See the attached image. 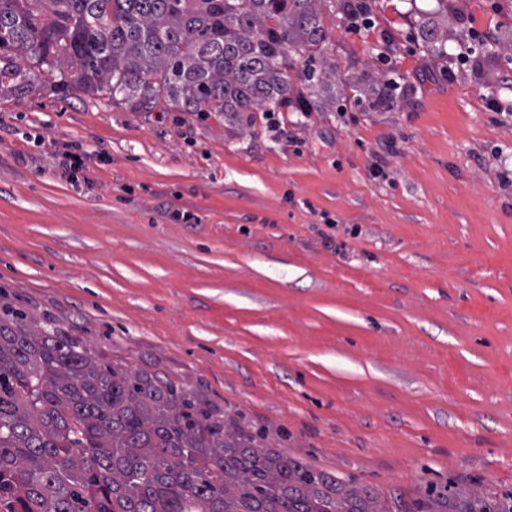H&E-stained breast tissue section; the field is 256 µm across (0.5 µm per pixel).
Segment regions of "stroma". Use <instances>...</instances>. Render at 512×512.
<instances>
[{
	"label": "stroma",
	"instance_id": "35a3bbf8",
	"mask_svg": "<svg viewBox=\"0 0 512 512\" xmlns=\"http://www.w3.org/2000/svg\"><path fill=\"white\" fill-rule=\"evenodd\" d=\"M368 2L358 32L324 16L345 111L276 128L0 91V312L404 505L507 501L512 0H451L445 59L418 35L435 0ZM364 77L395 79L397 106L355 104ZM65 149L92 153L85 181ZM450 497L448 490H429L425 498L413 503V508L407 507L406 512H512V503L507 506L499 504L474 489L460 491L454 493L452 499ZM479 503L483 509L477 510L475 506Z\"/></svg>",
	"mask_w": 512,
	"mask_h": 512
}]
</instances>
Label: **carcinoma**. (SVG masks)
I'll return each mask as SVG.
<instances>
[{"label": "carcinoma", "mask_w": 512, "mask_h": 512, "mask_svg": "<svg viewBox=\"0 0 512 512\" xmlns=\"http://www.w3.org/2000/svg\"><path fill=\"white\" fill-rule=\"evenodd\" d=\"M324 1L346 19L368 14L366 0H0V88L239 123L312 112L330 74ZM436 2L417 26L443 57L448 0ZM352 90L372 110L397 103L389 78ZM24 321L0 317V512H512L474 489L430 490L405 509L263 445L187 389Z\"/></svg>", "instance_id": "1"}]
</instances>
